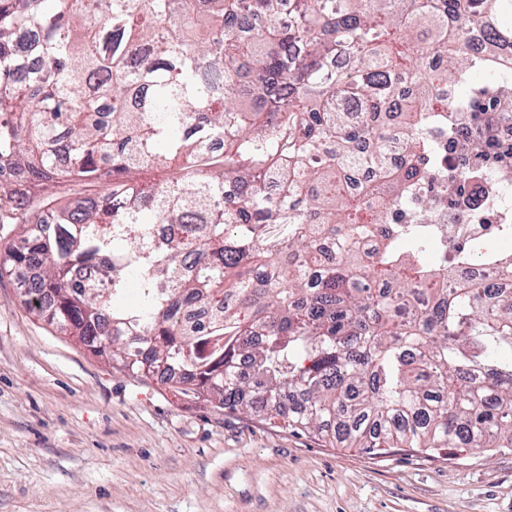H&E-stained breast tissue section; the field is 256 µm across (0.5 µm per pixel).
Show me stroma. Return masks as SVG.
I'll list each match as a JSON object with an SVG mask.
<instances>
[{"label":"stroma","mask_w":512,"mask_h":512,"mask_svg":"<svg viewBox=\"0 0 512 512\" xmlns=\"http://www.w3.org/2000/svg\"><path fill=\"white\" fill-rule=\"evenodd\" d=\"M0 512H512V448H335L118 371L0 276Z\"/></svg>","instance_id":"stroma-1"}]
</instances>
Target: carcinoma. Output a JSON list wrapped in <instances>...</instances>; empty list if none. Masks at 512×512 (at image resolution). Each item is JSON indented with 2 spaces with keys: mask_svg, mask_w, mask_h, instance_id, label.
<instances>
[{
  "mask_svg": "<svg viewBox=\"0 0 512 512\" xmlns=\"http://www.w3.org/2000/svg\"><path fill=\"white\" fill-rule=\"evenodd\" d=\"M474 34L512 47V0H0V168L23 174L0 183L21 226L0 275L183 397L373 455L512 448V290L436 287L421 225L360 247L430 167L419 128L455 107L401 102L404 80L422 100L465 83ZM145 162L182 174L146 193ZM367 171L389 176L368 224L347 194Z\"/></svg>",
  "mask_w": 512,
  "mask_h": 512,
  "instance_id": "1",
  "label": "carcinoma"
}]
</instances>
